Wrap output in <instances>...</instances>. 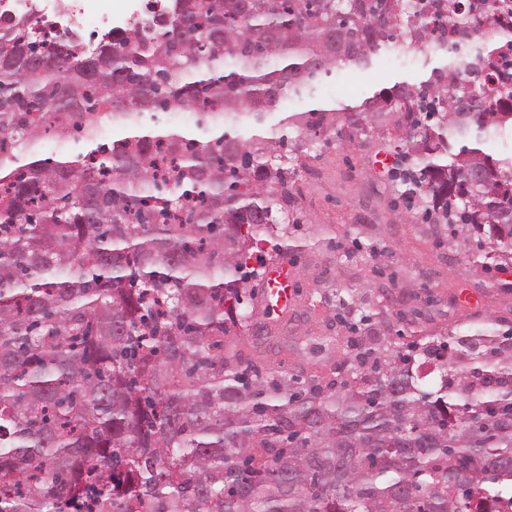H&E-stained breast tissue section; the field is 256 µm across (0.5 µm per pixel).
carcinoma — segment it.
Wrapping results in <instances>:
<instances>
[{"label": "carcinoma", "mask_w": 512, "mask_h": 512, "mask_svg": "<svg viewBox=\"0 0 512 512\" xmlns=\"http://www.w3.org/2000/svg\"><path fill=\"white\" fill-rule=\"evenodd\" d=\"M462 0H172L66 48L0 24V512H496L512 500V327L359 349L270 377L240 336L293 141L402 130L383 177L425 224L512 266V112ZM436 64L280 112L401 41ZM192 111L197 132L146 131ZM121 132L102 143L104 126ZM48 137L86 153L40 158ZM336 309L356 314L345 291Z\"/></svg>", "instance_id": "cac0c4a2"}]
</instances>
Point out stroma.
I'll return each mask as SVG.
<instances>
[{"label": "stroma", "instance_id": "obj_1", "mask_svg": "<svg viewBox=\"0 0 512 512\" xmlns=\"http://www.w3.org/2000/svg\"><path fill=\"white\" fill-rule=\"evenodd\" d=\"M424 58L421 51L399 61L388 55L364 74L340 70L317 84L316 93L323 103L362 98L417 77ZM397 143L394 133L381 141L356 135L298 150L289 211L299 225L293 299L284 313L257 310L243 338L266 370L322 374L353 356L356 346L396 340L401 330L444 336L489 319L512 326V269L482 268L462 248L440 243V228L410 217L376 177V153ZM357 232L378 243L381 256L359 251L348 259L336 250V243H351ZM339 288L372 315L358 331L348 329L331 300ZM414 309L423 317L407 322Z\"/></svg>", "mask_w": 512, "mask_h": 512}]
</instances>
